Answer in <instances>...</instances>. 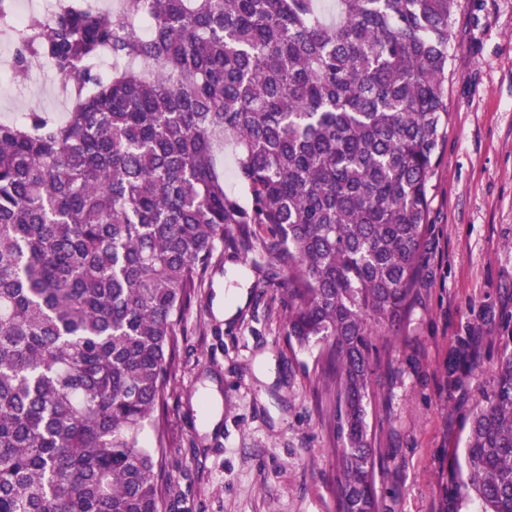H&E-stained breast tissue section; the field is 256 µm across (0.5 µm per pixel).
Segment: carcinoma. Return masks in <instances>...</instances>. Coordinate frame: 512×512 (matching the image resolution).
I'll return each mask as SVG.
<instances>
[{
    "mask_svg": "<svg viewBox=\"0 0 512 512\" xmlns=\"http://www.w3.org/2000/svg\"><path fill=\"white\" fill-rule=\"evenodd\" d=\"M316 2L57 0L25 21L20 56L52 63L71 110L0 122V512H164L176 326L252 224L289 342L324 345L336 512H380L365 403L417 295L457 0H336L334 22ZM505 332L452 512H512Z\"/></svg>",
    "mask_w": 512,
    "mask_h": 512,
    "instance_id": "carcinoma-1",
    "label": "carcinoma"
}]
</instances>
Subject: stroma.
<instances>
[{"mask_svg":"<svg viewBox=\"0 0 512 512\" xmlns=\"http://www.w3.org/2000/svg\"><path fill=\"white\" fill-rule=\"evenodd\" d=\"M0 51V122L64 118L56 72L34 67L17 80V46L0 34ZM448 54V130L420 284L380 354L367 407L383 512H447L443 487L512 314V0H458ZM276 268L260 247L217 248L183 314L164 406L166 512H336L323 347L290 348ZM219 288L229 302L246 296L224 320L214 313ZM463 351L480 370L449 385L448 362Z\"/></svg>","mask_w":512,"mask_h":512,"instance_id":"obj_1","label":"stroma"}]
</instances>
